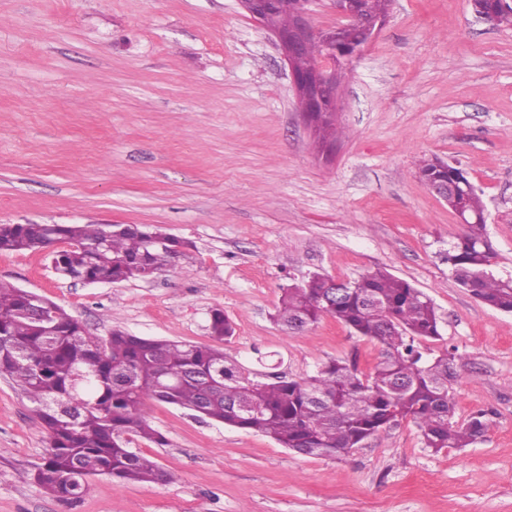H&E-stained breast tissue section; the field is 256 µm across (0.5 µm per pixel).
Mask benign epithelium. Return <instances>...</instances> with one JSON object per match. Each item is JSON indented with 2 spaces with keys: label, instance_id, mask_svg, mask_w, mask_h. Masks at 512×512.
I'll use <instances>...</instances> for the list:
<instances>
[{
  "label": "benign epithelium",
  "instance_id": "obj_1",
  "mask_svg": "<svg viewBox=\"0 0 512 512\" xmlns=\"http://www.w3.org/2000/svg\"><path fill=\"white\" fill-rule=\"evenodd\" d=\"M241 6L258 22L271 31L285 51L293 83L297 89L305 116L323 112L327 105H336V69L329 71L309 60L308 50L314 42L323 43L332 62H344L357 57L385 22V17H369L363 12V0H332L340 22L336 26L318 29L308 20L310 0H299L291 29L284 32L273 24L277 0H239ZM465 184V174L457 179L430 181L429 189L439 199L448 201V192Z\"/></svg>",
  "mask_w": 512,
  "mask_h": 512
}]
</instances>
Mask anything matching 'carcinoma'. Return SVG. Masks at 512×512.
I'll return each mask as SVG.
<instances>
[{
  "label": "carcinoma",
  "mask_w": 512,
  "mask_h": 512,
  "mask_svg": "<svg viewBox=\"0 0 512 512\" xmlns=\"http://www.w3.org/2000/svg\"><path fill=\"white\" fill-rule=\"evenodd\" d=\"M497 24L512 27V4L472 0ZM458 168L434 157L419 177L451 178ZM470 216L464 232L448 242L446 261L457 284L488 308L512 313V275L494 270L486 236V205L474 185L458 201ZM64 279L91 283L148 280L169 265L186 243L137 224H1L0 252H37L55 242ZM334 278L312 274L284 289L275 322L299 334L329 316L381 350L366 372L356 363L331 360L297 380L263 382L228 360L224 349L159 340L114 329L100 338L63 307L43 299L45 317L29 315L33 293L0 283V376L12 380L34 405L49 446L30 480L59 501L81 498L87 478L104 475L154 483L171 475L129 448L137 436L157 445L164 436L151 425L146 402L189 410L274 440L302 455L340 458L374 434L402 421L420 431L423 446L439 452L486 439L488 410L455 420L450 395L456 376L453 352L426 353L419 341L442 337L433 300L385 270L342 281L343 295L326 301ZM212 338L235 333L221 309L210 314Z\"/></svg>",
  "instance_id": "cac0c4a2"
}]
</instances>
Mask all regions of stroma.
I'll return each mask as SVG.
<instances>
[{"label":"stroma","instance_id":"obj_1","mask_svg":"<svg viewBox=\"0 0 512 512\" xmlns=\"http://www.w3.org/2000/svg\"><path fill=\"white\" fill-rule=\"evenodd\" d=\"M334 132L302 112L276 38L237 0H0V224H138L189 241L149 280L58 278L44 252H0V283L86 329L211 344L267 381L333 359L369 370L377 342L331 317L289 336L283 290L319 272L383 268L435 302L457 349V419L490 410L486 441L432 452L413 424L339 458L303 456L157 401L166 438L133 451L172 481L89 478L62 503L30 481L48 446L0 377V512H512V314L476 301L444 254L464 227L419 179L423 159L482 192L495 269L512 274V28L470 0H392L337 80ZM209 331L214 340L223 342L234 335L235 325L223 310L215 309L210 314Z\"/></svg>","mask_w":512,"mask_h":512}]
</instances>
